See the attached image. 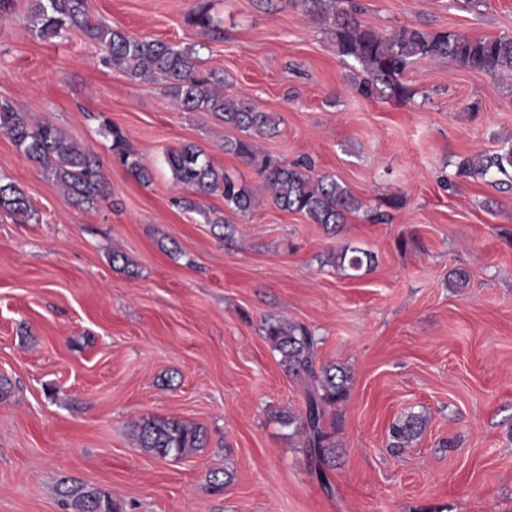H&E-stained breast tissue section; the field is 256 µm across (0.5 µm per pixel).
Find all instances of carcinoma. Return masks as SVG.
<instances>
[{
    "label": "carcinoma",
    "mask_w": 512,
    "mask_h": 512,
    "mask_svg": "<svg viewBox=\"0 0 512 512\" xmlns=\"http://www.w3.org/2000/svg\"><path fill=\"white\" fill-rule=\"evenodd\" d=\"M313 21L327 26L338 52L356 62L364 77L356 92L364 98L409 96L402 79L421 59L446 60L470 71L493 76L512 74V36L474 37L461 32H429L401 28L380 33L359 22L342 6L343 0H292ZM29 22L46 38L63 37L73 29L83 31L100 43L105 62L131 75L151 79L161 76L167 92L178 106L188 112H214L224 123L247 135L263 134L270 117L255 111L245 98L228 100L209 87V79L200 77L198 57L192 49L173 43L130 35L103 21L90 22L88 0H30ZM190 23L207 33L219 31L209 5L197 3ZM0 130L23 148L25 156L47 176L63 186L75 203H92L100 195L103 173L94 157L71 141L58 128L28 123L27 117L7 104L0 105ZM112 134V159L134 179L148 182L151 172L132 151L117 130ZM224 151L244 159L262 178L273 204L278 208L306 215L329 234L347 223L348 215L361 209L362 202L331 175H312L308 162L287 163L268 155H259L248 140L224 142ZM174 185L196 194L219 193L224 207L243 217L252 213L256 195L251 188L216 170L206 152L194 144H183L167 153ZM512 171V146L492 155L467 156L456 163L462 177L509 176ZM0 215L16 224L34 219L35 210L24 191L13 182H0ZM336 267L356 276L370 268L374 255L363 248L344 245L332 255ZM272 349L281 356L288 373L304 380L305 408L298 416H288L305 437L309 463L321 484L330 487L326 468L335 459V444L328 426L334 424L338 404L347 399L351 376L336 364L317 365V340L303 325L293 322L270 323L265 328ZM425 419L409 413L390 428V447L403 448L422 434ZM136 445L160 459L181 460L204 446L202 427L177 418H142L134 423ZM62 506L67 512H114L112 498L101 490L71 485L62 491Z\"/></svg>",
    "instance_id": "obj_1"
}]
</instances>
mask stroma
Listing matches in <instances>:
<instances>
[{"mask_svg":"<svg viewBox=\"0 0 512 512\" xmlns=\"http://www.w3.org/2000/svg\"><path fill=\"white\" fill-rule=\"evenodd\" d=\"M346 2L383 33L512 36V0L477 13L458 0ZM28 4L11 0L0 22V102L96 155L105 188L74 206L0 134V180L38 213L0 219V377L12 386L0 512H62L67 479L108 492L118 512H512V190L455 175L458 158L512 146V77L423 60L403 79L410 99H366L359 65L291 0H209L217 38L189 23L197 0H89L92 19L195 47L225 97L270 116L260 154L311 160L348 187L363 207L332 236L268 202L245 217L218 194L196 212L175 206L165 159L184 143L259 187L224 150L240 130L180 110L162 78L106 65L81 32L38 36ZM110 127L151 183L113 164ZM345 244L373 252L372 267L337 268ZM116 252L128 269L113 268ZM283 319L315 335L318 363L352 375L327 489L282 423L306 389L265 336ZM411 411L426 427L391 453L390 427ZM150 416L201 425L204 448L176 462L146 453L131 425Z\"/></svg>","mask_w":512,"mask_h":512,"instance_id":"35a3bbf8","label":"stroma"}]
</instances>
